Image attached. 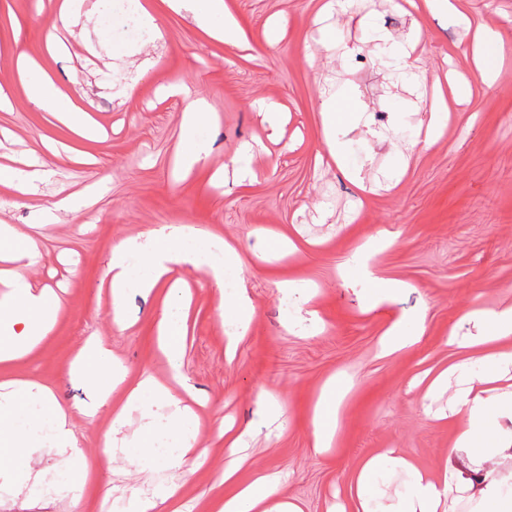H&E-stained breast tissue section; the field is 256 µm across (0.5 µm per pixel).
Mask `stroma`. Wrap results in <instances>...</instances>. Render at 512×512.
I'll list each match as a JSON object with an SVG mask.
<instances>
[{
	"mask_svg": "<svg viewBox=\"0 0 512 512\" xmlns=\"http://www.w3.org/2000/svg\"><path fill=\"white\" fill-rule=\"evenodd\" d=\"M159 33L126 37L125 17L113 12L103 28V0H83L82 13L51 29L59 0H0V164L22 169L48 162L51 175L26 194L0 183V221L30 237L40 251L31 277L63 286L66 309L54 332L7 375L48 384L62 408L89 402V388L65 368L92 334L104 336L126 370L112 392L122 403L143 372L169 380L180 371L196 393L200 434L190 475L139 463L132 447L167 421L168 410L131 412L120 426L99 411L75 434L90 467L79 501L63 480L73 468L53 448L39 447L35 488L0 489V512H124L132 494L161 484L183 488L188 512H213L228 460L215 432L221 422L250 429L241 482L278 473L279 502L302 512H356L350 487L364 460L392 449L426 477L441 473L455 433L450 390L429 391V374L454 363L449 336L466 340L484 323L478 311L512 305V0H226L246 29V50L213 40L193 13L173 12L159 0ZM332 25L349 46L324 45ZM487 26L505 53L492 84L475 69L474 33ZM47 72L98 126L93 140L32 105L19 59ZM467 79V97L452 100L451 83ZM181 83L188 96L163 97ZM449 100L450 120L434 142L426 125L435 94ZM365 107L364 126L348 136L344 167L325 156L321 104L340 95ZM204 100L214 114L205 136L211 154L184 172L177 163L179 115ZM287 112L285 125L266 120L270 105ZM249 148L252 176L240 180L232 157ZM359 180H352L350 171ZM102 181L81 221L52 202ZM166 224H190L212 241L211 261L223 263L216 240L232 243L241 268L223 288L190 265L174 269L151 293L128 291L119 330L102 282L112 245ZM395 234L377 253L381 276L408 287L369 310L364 290L340 273L355 250L378 231ZM295 271L299 283L279 282ZM188 289V333L181 351L166 358L156 322L172 282ZM245 286L253 306L247 335L227 357L233 323L229 296ZM422 312L426 331L395 354L380 340L396 316ZM342 386L336 437L315 453L310 415L330 379ZM278 402L269 422L262 403ZM114 430L113 463L98 464L99 435Z\"/></svg>",
	"mask_w": 512,
	"mask_h": 512,
	"instance_id": "1",
	"label": "stroma"
}]
</instances>
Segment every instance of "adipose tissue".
Segmentation results:
<instances>
[{"instance_id": "obj_1", "label": "adipose tissue", "mask_w": 512, "mask_h": 512, "mask_svg": "<svg viewBox=\"0 0 512 512\" xmlns=\"http://www.w3.org/2000/svg\"><path fill=\"white\" fill-rule=\"evenodd\" d=\"M168 7L194 12L198 22L213 38L240 46L246 43L244 28L229 10L225 0H166ZM30 103L49 112L51 117L67 126L74 134L86 137L95 128L89 115L67 96L55 81L42 73L26 78ZM212 115L204 102H197L180 115V160L185 168L202 165L210 152V144L202 135ZM392 242L389 232L382 231L361 248L364 260L353 267V275L368 284L365 296L368 307L375 308L393 299L406 284L400 280L380 277L371 258ZM207 246L198 242L194 229L188 225H163L146 239L125 238L110 251L105 273L112 294V323L125 328L123 301L129 289L151 291L175 266L189 264L207 267L216 286H223L227 271L239 269L241 260L232 245L224 247V262H209ZM40 254L34 245L23 243L12 225L0 224V260L11 267L0 271V365L6 366L27 357L49 336L63 312V295L54 289L36 287L29 276L39 263ZM182 291L171 286L167 307L157 323L158 342L167 356H176L186 320L181 312ZM487 327L467 342L459 343V358L449 365L457 388L450 399V413L455 419L456 436L448 450L449 458L466 453L473 463L470 474L446 466L439 477H424L407 460L384 452L369 459L358 474L356 493L360 507L372 499L373 478L385 470H405L410 479L400 499L383 507L382 512H438L450 496L471 497L472 512H512V486L481 471L480 462L512 449V431L503 430L490 419L491 408L512 415V390L494 396L485 395L475 386L471 368L478 362L500 371L512 368V350L501 343L512 340V307L486 315ZM69 376L82 379L93 391L90 404L63 410L53 399L49 386L31 380L0 381V481L22 485L31 475L32 450L41 442L80 456L79 444L71 429L73 419L93 420L99 409L110 408L115 423H123L135 410H145L157 402L172 405L171 429L179 446L176 452L158 456L150 437L135 445V453L143 465L163 464L170 469H187L189 453L197 435L198 421L169 387L159 384L151 374H142L130 389L123 404L112 402L113 388L123 381L124 372L112 358L102 337H88L79 354L67 369ZM341 392L335 382H328L317 398L312 411V446L314 450L329 447L336 435L333 408ZM236 461L224 467V484L228 491L214 505L215 512H268L265 503L278 488V476L271 473L250 485H242L237 477Z\"/></svg>"}]
</instances>
